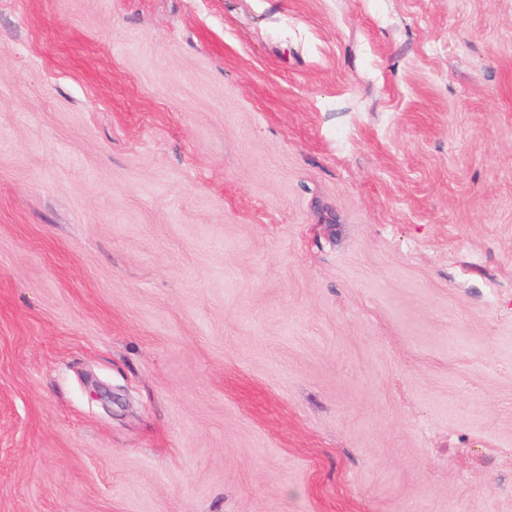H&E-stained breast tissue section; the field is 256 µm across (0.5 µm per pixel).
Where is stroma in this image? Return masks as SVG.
I'll use <instances>...</instances> for the list:
<instances>
[{
    "label": "stroma",
    "instance_id": "stroma-1",
    "mask_svg": "<svg viewBox=\"0 0 512 512\" xmlns=\"http://www.w3.org/2000/svg\"><path fill=\"white\" fill-rule=\"evenodd\" d=\"M0 512H512V0H0Z\"/></svg>",
    "mask_w": 512,
    "mask_h": 512
}]
</instances>
